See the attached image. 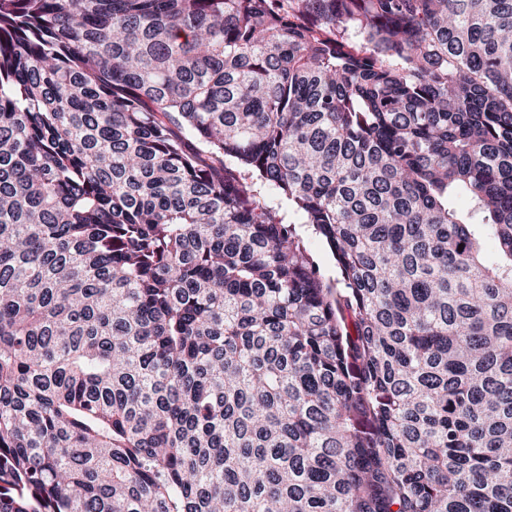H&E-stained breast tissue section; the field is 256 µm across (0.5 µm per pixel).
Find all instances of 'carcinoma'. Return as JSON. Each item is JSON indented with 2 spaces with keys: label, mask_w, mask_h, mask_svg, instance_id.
<instances>
[{
  "label": "carcinoma",
  "mask_w": 512,
  "mask_h": 512,
  "mask_svg": "<svg viewBox=\"0 0 512 512\" xmlns=\"http://www.w3.org/2000/svg\"><path fill=\"white\" fill-rule=\"evenodd\" d=\"M0 512H512V0H0Z\"/></svg>",
  "instance_id": "carcinoma-1"
}]
</instances>
